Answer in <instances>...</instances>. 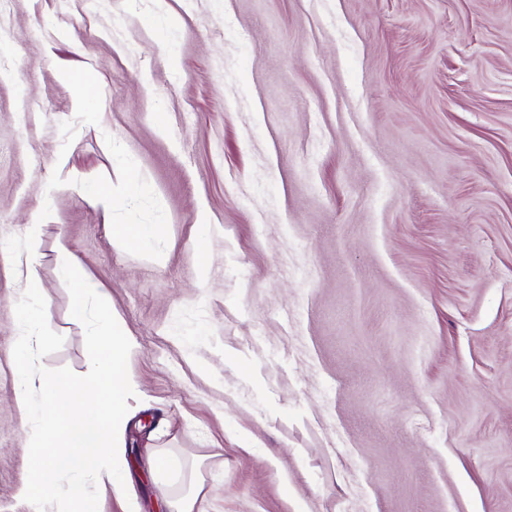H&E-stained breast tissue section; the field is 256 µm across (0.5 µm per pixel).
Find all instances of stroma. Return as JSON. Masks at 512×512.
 <instances>
[{
	"mask_svg": "<svg viewBox=\"0 0 512 512\" xmlns=\"http://www.w3.org/2000/svg\"><path fill=\"white\" fill-rule=\"evenodd\" d=\"M46 203L41 366L90 365L62 240L134 345L99 512L195 476L197 512H512V0H9L0 240ZM21 287L0 261V512ZM89 197L99 202H112L114 203L120 199L121 195H129L140 188L137 178L130 174L127 177L124 190L118 194V190L112 187V182L94 181L88 184ZM158 230L157 225H113L112 245L126 250H142L158 234Z\"/></svg>",
	"mask_w": 512,
	"mask_h": 512,
	"instance_id": "stroma-1",
	"label": "stroma"
}]
</instances>
